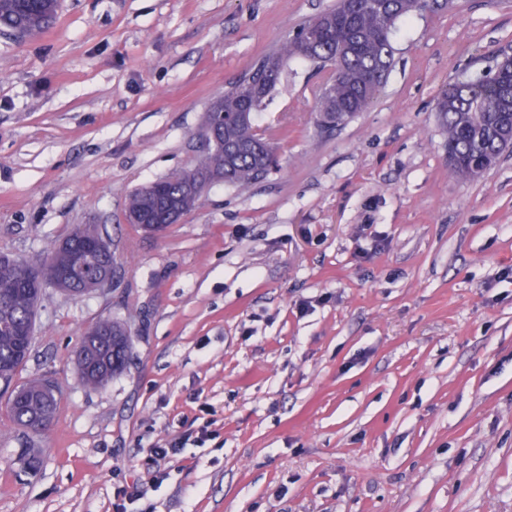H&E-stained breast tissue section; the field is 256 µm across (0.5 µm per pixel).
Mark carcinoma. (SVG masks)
<instances>
[{"label":"carcinoma","instance_id":"obj_1","mask_svg":"<svg viewBox=\"0 0 512 512\" xmlns=\"http://www.w3.org/2000/svg\"><path fill=\"white\" fill-rule=\"evenodd\" d=\"M426 5L424 0H337L336 7L301 24L297 34L258 59L279 77L286 61L298 57L318 68L332 67L335 76L322 85L315 104L318 125L326 130L339 128L364 111L380 94L394 61L393 35L396 22ZM58 0H0V27L26 36L41 32L55 14ZM245 70L224 90V101L252 115L239 119L234 113L218 115L211 104L206 119H224V168L211 154L202 156L188 170L174 172L135 191L129 199L128 215L147 214L166 228L179 220L165 207L176 202L181 214L189 212L201 197L196 184L211 186L222 182L244 187L266 176L276 153L271 140L257 139L254 115L262 111L275 84L255 85L248 90ZM512 63L499 54L483 75L456 82L437 98L435 110L446 133L449 170L471 181L496 164L512 146ZM35 266L19 258L0 261V381L8 385L27 359L39 297L33 288ZM96 328L101 336L82 337L77 365L83 379L95 386L106 384L126 365L131 351L126 329L111 321ZM22 396L11 395L9 414L23 429L39 415H51L55 398H45L39 382L20 387Z\"/></svg>","mask_w":512,"mask_h":512}]
</instances>
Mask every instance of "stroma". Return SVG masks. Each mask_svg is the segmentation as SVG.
I'll return each mask as SVG.
<instances>
[{
    "label": "stroma",
    "mask_w": 512,
    "mask_h": 512,
    "mask_svg": "<svg viewBox=\"0 0 512 512\" xmlns=\"http://www.w3.org/2000/svg\"><path fill=\"white\" fill-rule=\"evenodd\" d=\"M334 2L59 0L40 34L0 31V252L38 264L92 225L115 264L45 291L14 377L58 384L40 435L0 385V512H512V152L459 180L434 110L512 47V0L397 22L380 95L333 131L324 72L288 62L264 179L126 220L205 152L225 86ZM102 320L131 353L93 387L75 352Z\"/></svg>",
    "instance_id": "35a3bbf8"
}]
</instances>
